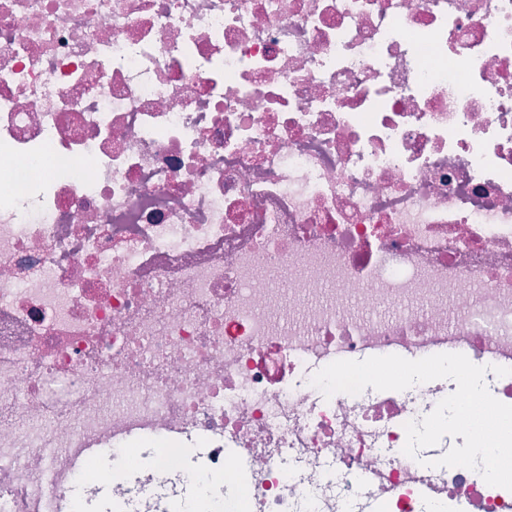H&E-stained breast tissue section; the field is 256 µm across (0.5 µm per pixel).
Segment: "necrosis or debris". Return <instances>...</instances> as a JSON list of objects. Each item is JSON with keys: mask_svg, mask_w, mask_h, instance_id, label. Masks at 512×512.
Segmentation results:
<instances>
[{"mask_svg": "<svg viewBox=\"0 0 512 512\" xmlns=\"http://www.w3.org/2000/svg\"><path fill=\"white\" fill-rule=\"evenodd\" d=\"M439 353L512 370V0H0V512H512L447 381L296 379Z\"/></svg>", "mask_w": 512, "mask_h": 512, "instance_id": "obj_1", "label": "necrosis or debris"}]
</instances>
